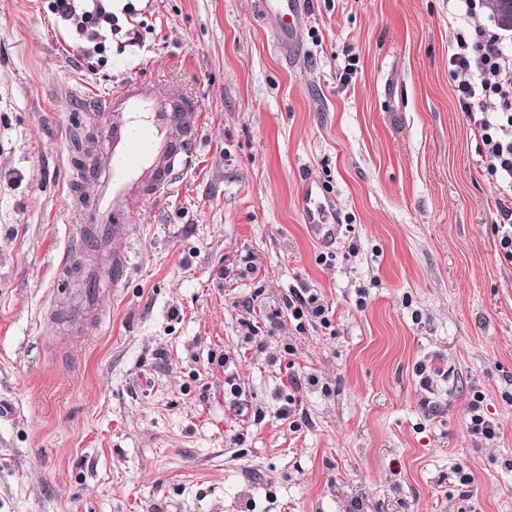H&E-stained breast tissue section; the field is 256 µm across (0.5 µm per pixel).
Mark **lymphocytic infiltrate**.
I'll return each mask as SVG.
<instances>
[{
	"label": "lymphocytic infiltrate",
	"instance_id": "1",
	"mask_svg": "<svg viewBox=\"0 0 512 512\" xmlns=\"http://www.w3.org/2000/svg\"><path fill=\"white\" fill-rule=\"evenodd\" d=\"M52 10L89 43L97 42L102 29L121 30L110 0H52ZM448 64L460 77L456 92L462 111L482 113L475 127L491 160L488 173L503 193L511 196L512 53L503 50L499 36L475 26L456 39ZM490 99L495 100L496 107L488 112L484 104Z\"/></svg>",
	"mask_w": 512,
	"mask_h": 512
}]
</instances>
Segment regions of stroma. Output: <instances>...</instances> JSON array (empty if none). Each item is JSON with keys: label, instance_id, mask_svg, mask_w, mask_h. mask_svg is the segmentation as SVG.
<instances>
[{"label": "stroma", "instance_id": "1", "mask_svg": "<svg viewBox=\"0 0 512 512\" xmlns=\"http://www.w3.org/2000/svg\"><path fill=\"white\" fill-rule=\"evenodd\" d=\"M259 2L112 0L141 39L96 54L50 0H0V512H512V221L448 65L491 12L307 0L291 57ZM131 78L180 84L201 143L62 357L45 313L94 132L71 95ZM309 177L332 238L304 222ZM293 288L330 328L292 317ZM422 363L448 371L429 394ZM291 296L288 297V310L291 315L296 319H301L304 315V309L310 311L314 318L320 319L324 325H328L330 320L328 318V307L319 302V297L310 294L307 297L299 290H292ZM468 432L476 441H494L498 437V425L480 408L479 402L471 403L467 409Z\"/></svg>", "mask_w": 512, "mask_h": 512}]
</instances>
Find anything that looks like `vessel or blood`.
Returning a JSON list of instances; mask_svg holds the SVG:
<instances>
[{
    "instance_id": "1",
    "label": "vessel or blood",
    "mask_w": 512,
    "mask_h": 512,
    "mask_svg": "<svg viewBox=\"0 0 512 512\" xmlns=\"http://www.w3.org/2000/svg\"><path fill=\"white\" fill-rule=\"evenodd\" d=\"M261 7L275 27L278 46H293L305 0H261ZM73 98L101 115L91 155L77 174L83 191L70 205L76 225L73 250L81 255L112 249L108 277L71 262L62 269L61 281L69 286L64 305L69 330L86 336L106 315L104 279L118 282L128 272L127 238L134 214L170 187L199 144L198 127L187 121L198 104L176 86L137 79L100 96L82 91ZM299 205L313 235L330 232L325 218L331 201L323 186L304 182Z\"/></svg>"
}]
</instances>
